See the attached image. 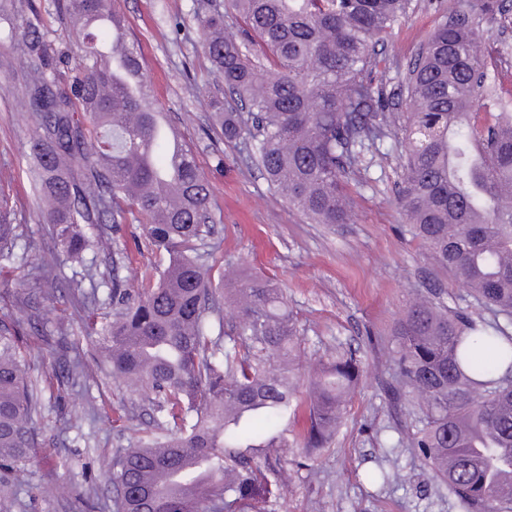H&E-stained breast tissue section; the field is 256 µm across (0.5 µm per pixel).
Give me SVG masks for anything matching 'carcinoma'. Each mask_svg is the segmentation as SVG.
I'll use <instances>...</instances> for the list:
<instances>
[{
	"mask_svg": "<svg viewBox=\"0 0 512 512\" xmlns=\"http://www.w3.org/2000/svg\"><path fill=\"white\" fill-rule=\"evenodd\" d=\"M413 0H225L199 18L205 53L224 85L207 106L224 139L240 141L273 188L314 224L350 221L348 180L370 147L403 129L398 201L407 231L485 307L512 316V30L505 0L448 8L395 82L384 36ZM76 51L38 13L18 24L0 0V33L20 39L23 102L39 119L28 158L56 244L83 262L112 263L126 246L90 224H141L164 268L138 285L112 277L76 283L83 325L100 340L112 374L160 414L132 446L104 464L114 512H269L285 469L273 455L292 443L331 447L360 376L355 354L311 362L282 289L240 279L236 313L212 319L235 279L216 280L201 248L214 235L208 180L185 147L172 165L150 86L110 0H57ZM233 15L236 26L224 17ZM19 225L0 196V262L16 257ZM22 320L0 325V471L29 463L39 446V399L21 347ZM390 404L410 422L398 432L462 512H512V336L418 294L387 344Z\"/></svg>",
	"mask_w": 512,
	"mask_h": 512,
	"instance_id": "obj_1",
	"label": "carcinoma"
}]
</instances>
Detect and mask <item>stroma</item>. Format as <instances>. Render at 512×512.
Here are the masks:
<instances>
[{
	"mask_svg": "<svg viewBox=\"0 0 512 512\" xmlns=\"http://www.w3.org/2000/svg\"><path fill=\"white\" fill-rule=\"evenodd\" d=\"M224 0H114L126 21L127 37L138 45L154 99L190 146L208 179L220 231L203 249L214 272L234 264L246 273L270 277L284 290L298 319L310 356L343 348L355 353L363 373L344 422L330 448L307 466L300 451L280 449L288 484L275 512H462L445 485L432 479L409 446L388 447L386 439L406 419L385 394L389 375L380 344L408 295L432 290L452 309L498 319L512 334V317H494L478 307L467 288L437 266L402 227L407 219L397 197L403 175L402 133L393 129L377 143L367 171L349 182L351 221L312 224L273 189L242 146L224 142L203 105L222 94L204 53L198 19ZM440 14L429 0H417L409 17L385 38L387 75L405 73L411 56L432 34ZM23 56L18 44L0 39V190L11 198L27 242L8 273L0 274V319L24 307L23 346L34 365L42 397L34 420L41 448L29 465L0 482V512H112V488L103 462L153 421L154 412L113 377L97 337L87 335L71 286L93 273L100 294L113 274L136 284L144 266L159 257L141 242V228L122 224L112 235L126 244L130 259L112 269L87 251L76 264L55 245L43 213L48 199L34 188L27 158L36 117L20 106ZM223 154L216 167L215 154ZM53 259L58 292L47 300L36 292V275ZM80 360V386L67 380ZM84 418L70 424L69 413ZM399 467L402 479L375 487L368 470Z\"/></svg>",
	"mask_w": 512,
	"mask_h": 512,
	"instance_id": "1",
	"label": "stroma"
}]
</instances>
